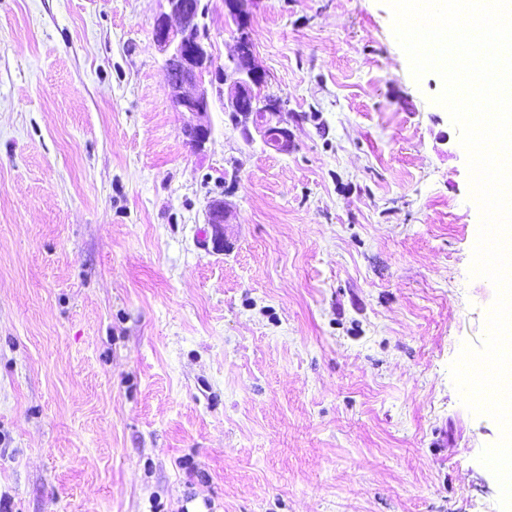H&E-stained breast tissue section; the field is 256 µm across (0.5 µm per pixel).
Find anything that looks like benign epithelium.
I'll list each match as a JSON object with an SVG mask.
<instances>
[{
  "label": "benign epithelium",
  "instance_id": "obj_1",
  "mask_svg": "<svg viewBox=\"0 0 512 512\" xmlns=\"http://www.w3.org/2000/svg\"><path fill=\"white\" fill-rule=\"evenodd\" d=\"M168 12L156 21L153 39L163 56L171 99L179 112H188L195 122L183 128L189 148L198 152L212 135L209 121V86L215 81L210 37L200 23L199 9L188 0H166ZM255 0H224V16L236 26V40L221 81L224 84V115L249 142L259 136L263 144L286 153L292 147L291 133L282 119L284 101L266 90V79L256 62L249 36V19ZM229 210L222 199L208 203L206 221L215 230L214 241L223 243Z\"/></svg>",
  "mask_w": 512,
  "mask_h": 512
}]
</instances>
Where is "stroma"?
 Returning <instances> with one entry per match:
<instances>
[{
  "mask_svg": "<svg viewBox=\"0 0 512 512\" xmlns=\"http://www.w3.org/2000/svg\"><path fill=\"white\" fill-rule=\"evenodd\" d=\"M166 10L0 0V512H500V429L449 372L496 292L440 77L384 0H257L294 147L217 84L196 153ZM229 210L224 199H212L207 206L206 221L215 230L214 241L222 244L224 241V224H229Z\"/></svg>",
  "mask_w": 512,
  "mask_h": 512,
  "instance_id": "1",
  "label": "stroma"
}]
</instances>
